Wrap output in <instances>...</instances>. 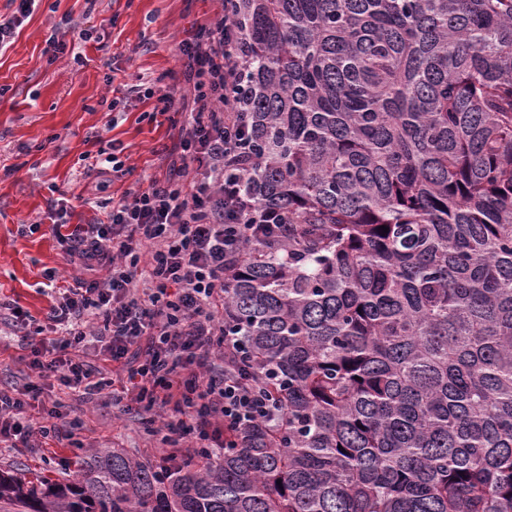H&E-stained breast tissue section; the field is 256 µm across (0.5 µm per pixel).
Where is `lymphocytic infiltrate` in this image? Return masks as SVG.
Returning a JSON list of instances; mask_svg holds the SVG:
<instances>
[{
    "instance_id": "obj_1",
    "label": "lymphocytic infiltrate",
    "mask_w": 512,
    "mask_h": 512,
    "mask_svg": "<svg viewBox=\"0 0 512 512\" xmlns=\"http://www.w3.org/2000/svg\"><path fill=\"white\" fill-rule=\"evenodd\" d=\"M233 0L182 41L194 106L177 149L184 180L151 181L123 195L96 224L53 222L68 262L82 274L59 290L41 325L12 307L7 326L22 333L37 380L0 381V444L71 439L78 420L51 410V424L27 419L45 378L100 398V366L84 359L96 344L119 376L126 411L160 422L163 456L177 448L223 450L229 433L275 420L279 403L265 378L249 373L239 337L224 332V272L247 243L281 237L282 214L246 198L234 167L245 148L239 106L248 91ZM223 369H216V360Z\"/></svg>"
}]
</instances>
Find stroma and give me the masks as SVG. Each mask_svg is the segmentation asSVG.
Segmentation results:
<instances>
[{"label":"stroma","instance_id":"35a3bbf8","mask_svg":"<svg viewBox=\"0 0 512 512\" xmlns=\"http://www.w3.org/2000/svg\"><path fill=\"white\" fill-rule=\"evenodd\" d=\"M214 0H40L14 43L0 54V303L43 318L52 298L46 281L72 282L47 224L49 199L64 201L67 224H94L104 206L125 192L165 178L177 158L179 134L192 108L193 84L184 75L179 44L212 18ZM89 20L97 38L68 33V48L56 61L42 54L53 25L64 15ZM156 95L131 93L137 77ZM172 107L158 113V99ZM123 98L124 109L108 108ZM133 172L123 179L97 175L87 160L110 142ZM45 403H63L80 427L72 439L51 448L20 452L0 447V468L68 476L77 453L118 446L138 457H154L161 436L153 425L121 405L82 400L59 385L46 384Z\"/></svg>","mask_w":512,"mask_h":512}]
</instances>
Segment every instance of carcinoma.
<instances>
[{
  "label": "carcinoma",
  "instance_id": "carcinoma-1",
  "mask_svg": "<svg viewBox=\"0 0 512 512\" xmlns=\"http://www.w3.org/2000/svg\"><path fill=\"white\" fill-rule=\"evenodd\" d=\"M233 19L240 185L288 237L224 275V331L281 415L219 454L0 469V512H512V0Z\"/></svg>",
  "mask_w": 512,
  "mask_h": 512
}]
</instances>
